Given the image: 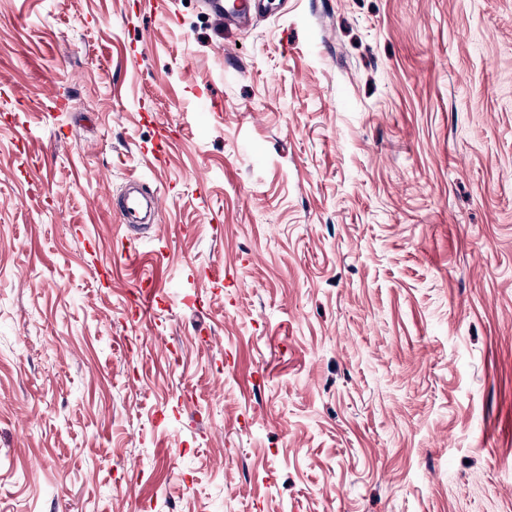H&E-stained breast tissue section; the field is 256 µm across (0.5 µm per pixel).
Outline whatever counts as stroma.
Returning <instances> with one entry per match:
<instances>
[{"label": "stroma", "instance_id": "1", "mask_svg": "<svg viewBox=\"0 0 512 512\" xmlns=\"http://www.w3.org/2000/svg\"><path fill=\"white\" fill-rule=\"evenodd\" d=\"M0 512H512V0H0ZM212 9L218 13L223 14L226 18H236L246 20L256 10V0H232L225 3L220 0H212L210 3Z\"/></svg>", "mask_w": 512, "mask_h": 512}]
</instances>
